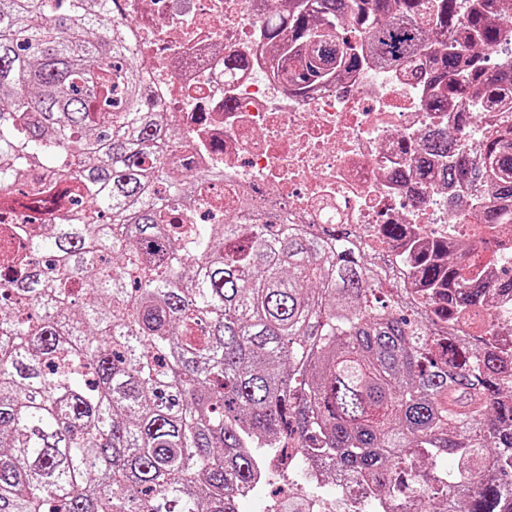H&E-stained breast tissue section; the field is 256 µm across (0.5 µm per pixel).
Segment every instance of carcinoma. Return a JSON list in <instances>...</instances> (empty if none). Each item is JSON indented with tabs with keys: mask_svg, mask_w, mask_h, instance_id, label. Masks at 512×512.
Here are the masks:
<instances>
[{
	"mask_svg": "<svg viewBox=\"0 0 512 512\" xmlns=\"http://www.w3.org/2000/svg\"><path fill=\"white\" fill-rule=\"evenodd\" d=\"M0 0V198L67 195L44 232L0 223V512H237L260 455L301 448L406 512H512L507 361L482 335L512 291L509 247L436 241L388 288L345 224L206 206L164 164L189 147L150 97L108 0ZM265 36L302 90L413 66L464 125L512 113V0H281ZM400 150L415 175L490 186L476 224H512V124L476 153L448 133Z\"/></svg>",
	"mask_w": 512,
	"mask_h": 512,
	"instance_id": "cac0c4a2",
	"label": "carcinoma"
}]
</instances>
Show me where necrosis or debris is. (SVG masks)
I'll list each match as a JSON object with an SVG mask.
<instances>
[{
	"instance_id": "1",
	"label": "necrosis or debris",
	"mask_w": 512,
	"mask_h": 512,
	"mask_svg": "<svg viewBox=\"0 0 512 512\" xmlns=\"http://www.w3.org/2000/svg\"><path fill=\"white\" fill-rule=\"evenodd\" d=\"M117 17L133 36L144 76L188 149L169 153L170 165L193 176L221 170L202 185L206 197L237 199L249 190L264 212L286 211L306 224H346L377 256L406 276L399 248L384 242L386 224L405 225L409 241L448 237L461 226L474 252L491 236L471 229L477 205L429 182L397 181L409 161L399 134L442 127L476 145L487 115L468 126L429 110L424 89L406 70L367 67L353 77L301 91L277 78L278 56L262 39L264 8L252 0H119ZM241 57L234 71L224 62Z\"/></svg>"
}]
</instances>
